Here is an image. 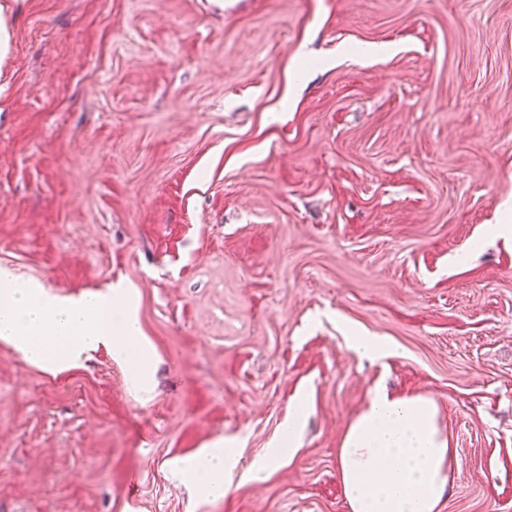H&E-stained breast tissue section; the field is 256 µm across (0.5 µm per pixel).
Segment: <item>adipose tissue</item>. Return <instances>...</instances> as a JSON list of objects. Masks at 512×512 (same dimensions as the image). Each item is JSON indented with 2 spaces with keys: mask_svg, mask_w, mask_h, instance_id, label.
Wrapping results in <instances>:
<instances>
[{
  "mask_svg": "<svg viewBox=\"0 0 512 512\" xmlns=\"http://www.w3.org/2000/svg\"><path fill=\"white\" fill-rule=\"evenodd\" d=\"M121 302L118 293L61 299L0 268V340L44 368L75 364L99 345H109L115 357L137 358L136 382L147 394L151 349L134 317L114 322L112 313ZM235 466L226 450L203 448L190 471L202 478L201 494L217 499L228 492L226 475ZM457 467L436 402L397 397L382 388L350 422L338 455L349 512H440Z\"/></svg>",
  "mask_w": 512,
  "mask_h": 512,
  "instance_id": "adipose-tissue-1",
  "label": "adipose tissue"
}]
</instances>
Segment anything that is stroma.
Instances as JSON below:
<instances>
[{"label":"stroma","instance_id":"stroma-1","mask_svg":"<svg viewBox=\"0 0 512 512\" xmlns=\"http://www.w3.org/2000/svg\"><path fill=\"white\" fill-rule=\"evenodd\" d=\"M2 4L0 267L122 291L155 389L0 342V512H349L378 387L436 402L441 512H512V0ZM236 466L235 457L224 448H203L194 456L190 466L193 475H201V494L206 498H222L229 490L226 474Z\"/></svg>","mask_w":512,"mask_h":512}]
</instances>
